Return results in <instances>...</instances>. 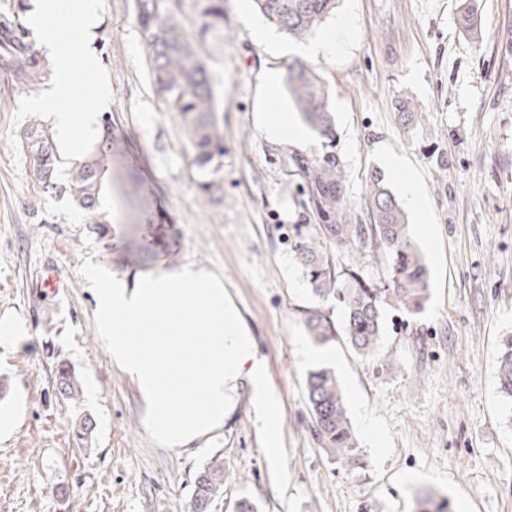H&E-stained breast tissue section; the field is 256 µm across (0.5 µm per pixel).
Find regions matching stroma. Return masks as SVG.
<instances>
[{"label": "stroma", "instance_id": "obj_1", "mask_svg": "<svg viewBox=\"0 0 512 512\" xmlns=\"http://www.w3.org/2000/svg\"><path fill=\"white\" fill-rule=\"evenodd\" d=\"M207 0H180L176 19L213 78L223 114L224 157L200 172L177 113L152 85L150 33L136 0H101L93 38L75 20L59 22L70 53L92 61L112 88L107 109L125 143L126 171L101 198L111 224L98 235L66 196L35 192L17 134L45 113L30 109L40 91L0 95V320L25 333L0 344V512H186L196 472L224 459V497L211 512H414L422 493L448 497L453 512H512V399L498 384L499 345L512 336V0H337L307 42L331 41L324 54L294 53L298 41L272 29L261 42L259 11L224 0V24L209 27ZM469 6L482 20L473 42L458 23ZM306 62L329 91L335 135L305 141L269 138L257 121L262 82L277 73L273 112H295L285 77ZM333 151L343 194L357 223L369 221L366 189L381 172L408 216L426 257L424 309H388L383 337L362 359L341 338L314 343L304 312L338 319L335 301L311 294L296 258L310 235L305 183L293 155ZM398 157L402 176L386 165ZM140 176L151 208L128 218L127 170ZM220 181L206 199L199 185ZM92 258L126 284L185 265L221 276L283 413L291 483L275 490L258 438L252 388L243 382L224 426L176 453L152 443L136 385L99 337L93 291L82 278ZM62 285L43 286L47 268ZM83 385L79 404L59 398L57 360ZM338 377L364 468L331 460L312 432L304 388L309 370ZM90 413V449H77L69 421Z\"/></svg>", "mask_w": 512, "mask_h": 512}]
</instances>
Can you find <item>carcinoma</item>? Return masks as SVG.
Segmentation results:
<instances>
[{"label":"carcinoma","instance_id":"cac0c4a2","mask_svg":"<svg viewBox=\"0 0 512 512\" xmlns=\"http://www.w3.org/2000/svg\"><path fill=\"white\" fill-rule=\"evenodd\" d=\"M266 19L295 38L319 27L336 8V0H254ZM179 0H137V17L151 32L149 65L154 85L163 98L165 111L176 112L194 153L195 166L207 172L219 168L224 157V132L217 112L212 78L197 49L176 22ZM24 0L17 10L0 13V69L8 73L3 91L36 89L47 72V62L34 49L23 17ZM204 16L210 24H224V0H209ZM288 94L303 121L320 136L331 139L334 117L328 91L313 68L303 63L288 67ZM17 146L29 158L30 179L35 191L69 195L85 211L88 223L99 231L109 223L100 209V197L108 178L120 166L122 146L105 120L101 142L78 162L70 163L66 179L58 182L62 163L50 128L33 122L17 136ZM303 178L309 212L317 220L316 233L295 243V252L305 270L311 292L336 300L342 314L340 326L312 310L305 319L308 336L324 343L340 334L360 356L376 352L384 330L386 308L421 310L429 297V269L410 236L401 202L377 174L371 176L366 198L371 223L356 224L342 194L343 171L336 154L307 159L293 158ZM362 253L372 247L385 259L383 278H366L356 266L337 273L331 247ZM498 377L501 392L512 399V336L500 349ZM57 387L64 399L79 402L82 385L72 367L62 362L57 369ZM310 414L317 441L329 450L331 459L348 469L364 466L347 416L343 389L329 369L310 370L305 378ZM96 428L86 414L71 421L75 443L84 447ZM224 459L216 457L193 480L189 512H210L223 496ZM416 512H452L448 499L425 496L416 501Z\"/></svg>","mask_w":512,"mask_h":512}]
</instances>
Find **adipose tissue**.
Listing matches in <instances>:
<instances>
[{
  "mask_svg": "<svg viewBox=\"0 0 512 512\" xmlns=\"http://www.w3.org/2000/svg\"><path fill=\"white\" fill-rule=\"evenodd\" d=\"M100 0H35V17H76L84 32H91L98 21ZM40 47L47 52L53 63V77L49 88L36 101L38 111L48 115L56 139L67 158L76 160L90 147L95 139L98 117L109 98V86L105 79L92 78L90 73H77L70 63V53L59 42L54 29H44ZM95 85L93 103L82 112L68 109L67 103L86 81Z\"/></svg>",
  "mask_w": 512,
  "mask_h": 512,
  "instance_id": "1",
  "label": "adipose tissue"
}]
</instances>
